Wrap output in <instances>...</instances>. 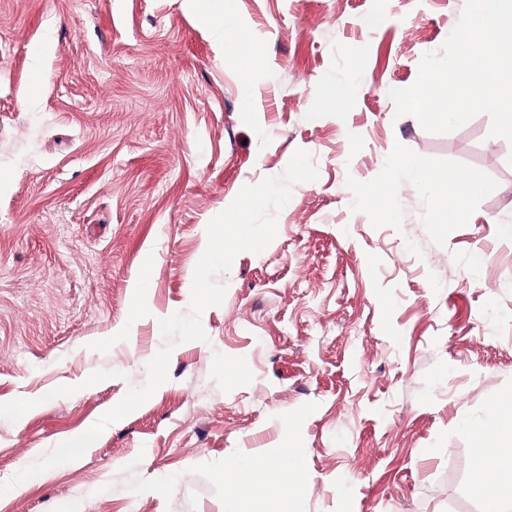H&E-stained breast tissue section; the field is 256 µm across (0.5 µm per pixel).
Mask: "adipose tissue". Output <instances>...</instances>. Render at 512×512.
Here are the masks:
<instances>
[{"label":"adipose tissue","mask_w":512,"mask_h":512,"mask_svg":"<svg viewBox=\"0 0 512 512\" xmlns=\"http://www.w3.org/2000/svg\"><path fill=\"white\" fill-rule=\"evenodd\" d=\"M185 3L199 10L203 21L218 37L233 38L238 50L242 83L251 86L261 60L251 35L233 22L229 0H185ZM391 158L384 193L377 195L372 189L362 187L356 189L357 197L367 199L374 196L381 204H390L403 178L409 176L432 191L435 209L446 219L466 208L472 195L496 190L494 184L465 175L458 177V186L452 190L448 187L447 173L405 157L397 148L393 149ZM472 435L473 486L492 492L498 498L512 494V448L502 443L503 438L512 439V409H496L486 424L473 427Z\"/></svg>","instance_id":"obj_1"}]
</instances>
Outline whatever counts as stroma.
Returning a JSON list of instances; mask_svg holds the SVG:
<instances>
[{
  "label": "stroma",
  "instance_id": "obj_1",
  "mask_svg": "<svg viewBox=\"0 0 512 512\" xmlns=\"http://www.w3.org/2000/svg\"><path fill=\"white\" fill-rule=\"evenodd\" d=\"M464 4L233 0L263 54L247 107L233 42L183 0H0V512H275L284 480L300 512H484L512 143L389 97ZM396 143L499 190L445 226L407 180L381 215L353 190ZM23 464L40 478L17 494Z\"/></svg>",
  "mask_w": 512,
  "mask_h": 512
}]
</instances>
